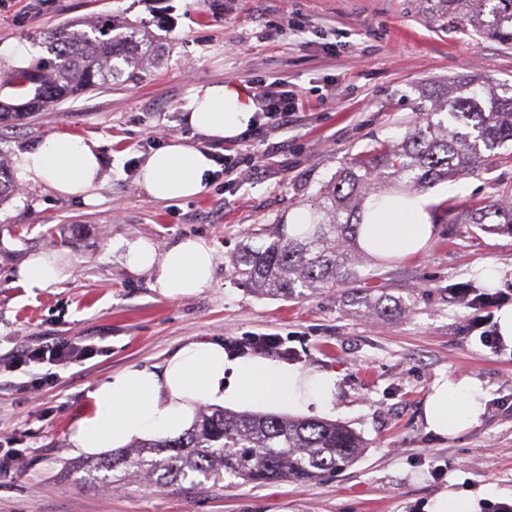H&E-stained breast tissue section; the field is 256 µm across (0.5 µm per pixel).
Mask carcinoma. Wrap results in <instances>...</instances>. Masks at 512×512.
<instances>
[{"label":"carcinoma","mask_w":512,"mask_h":512,"mask_svg":"<svg viewBox=\"0 0 512 512\" xmlns=\"http://www.w3.org/2000/svg\"><path fill=\"white\" fill-rule=\"evenodd\" d=\"M463 31L512 49V0H432ZM47 51L13 70L0 92L31 96L37 107L61 103L73 95L142 78L156 41L145 27L130 24L115 32L101 18L88 31L75 22L38 33ZM512 141V86L488 91L471 79L448 88V100L423 110L395 144L379 142L352 158L332 183L320 190L310 223L296 234L280 225L266 238L240 244L233 274L252 291L275 299L346 288L359 293L364 306L384 308L380 286L362 282L356 245L364 201L400 190L422 193L437 182L467 175L484 153ZM459 224L490 226L512 234V206L489 200L460 210ZM363 286H358V283ZM366 444L349 427L333 421L226 410L203 412L183 436L144 443L93 465L95 470L143 473L158 488L198 474L245 482H305L348 467Z\"/></svg>","instance_id":"obj_1"}]
</instances>
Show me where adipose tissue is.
<instances>
[{
    "label": "adipose tissue",
    "mask_w": 512,
    "mask_h": 512,
    "mask_svg": "<svg viewBox=\"0 0 512 512\" xmlns=\"http://www.w3.org/2000/svg\"><path fill=\"white\" fill-rule=\"evenodd\" d=\"M256 110L239 86L211 84L190 94L185 120L192 132L219 143L249 129ZM14 166L25 181L47 185L61 196H83L89 203L105 178L97 144L70 134L49 136L18 152ZM215 169L206 149L177 138L148 156L138 184L154 200L188 199L206 191ZM434 202L428 193L410 199L370 197L362 211L360 246L376 256L418 254L434 233ZM111 251L131 272L150 273L154 288L166 298L196 295L213 281L215 250L200 238L179 240L163 251L142 237L118 238ZM67 276L66 263L48 253L30 256L18 270V282L31 296ZM249 405L330 410L336 405V375L262 356H233L222 344L191 338L163 364L127 366L97 383L88 394L85 412L71 426L68 444L72 455L102 456L134 444L176 438L193 426L202 408ZM483 408L476 381L440 380L424 402V422L428 432L448 438L477 423Z\"/></svg>",
    "instance_id": "ef3b65f1"
}]
</instances>
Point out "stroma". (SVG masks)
<instances>
[{
  "label": "stroma",
  "instance_id": "obj_1",
  "mask_svg": "<svg viewBox=\"0 0 512 512\" xmlns=\"http://www.w3.org/2000/svg\"><path fill=\"white\" fill-rule=\"evenodd\" d=\"M145 22L158 53L146 76L22 115H0V162L54 134L97 143L106 179L99 202L57 195L15 180L0 205V512H424L449 484L491 489L481 512H512V346L492 351L480 336L495 309L468 302L486 288L477 269L503 272L498 293L512 306V235L464 232L461 206L512 200V146L486 153L469 175L433 186L435 228L421 254L381 262L364 257L361 276L391 298L371 311L347 290L273 300L232 273L238 245L310 209L351 157L397 141L419 106L445 101L452 80L512 86V50L450 26L425 0H0V73L43 50L35 35L65 20L103 15ZM284 77L299 98L288 127L255 125L210 144L240 171L213 177L202 195L148 198L137 173L175 137L191 136L182 106L194 88ZM120 237L163 250L185 237L216 249L214 279L197 295L168 299L148 273L112 256ZM56 253L68 278L31 296L17 282L33 253ZM272 336L268 356L335 373L336 407L326 420L360 434L353 465L306 483L273 485L204 479L164 488L120 482L69 452L68 435L87 393L113 371L159 365L185 340L229 344ZM48 338L94 345L68 366L9 368L10 353ZM480 381L478 424L441 439L425 429L434 381Z\"/></svg>",
  "mask_w": 512,
  "mask_h": 512
}]
</instances>
